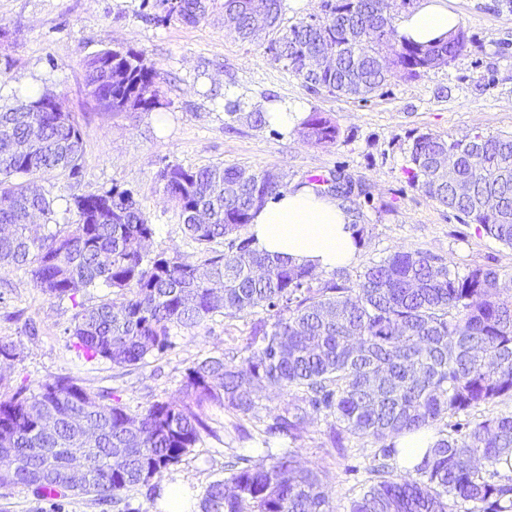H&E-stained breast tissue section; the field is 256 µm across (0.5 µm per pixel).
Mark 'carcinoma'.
<instances>
[{
  "mask_svg": "<svg viewBox=\"0 0 512 512\" xmlns=\"http://www.w3.org/2000/svg\"><path fill=\"white\" fill-rule=\"evenodd\" d=\"M211 0H159V22L195 24ZM325 14L281 28L283 0H224V22L244 40L261 41L255 12L268 20L266 52L314 91L365 100L394 74L408 78L448 65L465 50L461 28L421 44L398 33L383 0H324ZM325 46L333 66L311 70L304 60ZM112 57V72L101 63ZM87 94L103 112L160 107L158 72L132 50H104L86 64ZM227 115L256 127L264 113ZM299 134L331 144L339 128L314 112ZM84 131L73 112H30L28 102L0 108V267L22 270L54 298L99 283L110 301L75 314L73 346L88 361L133 367L172 346V332L217 314L264 317L254 323L241 361L209 355L185 373L181 398L133 412L111 394L94 395L57 378L0 399V485H22L38 497L93 495L107 501L150 485L215 432L205 408L234 416L255 413L257 393L291 397L259 433L251 454L209 484L200 512H333L322 474L297 451L271 453L274 438L296 442L313 419L372 440L370 484L349 512H512V411L458 420L482 406L512 399V292L501 273L475 267L461 275L423 251H398L368 267L356 282L344 268L327 277L252 247L243 230L283 177L268 169L166 164L163 194L179 211L200 257L153 253L154 224L128 189L113 185L76 196L75 223L48 224L52 201L34 187L49 171L80 173ZM457 154L456 175L472 180L455 194L434 161ZM409 183L512 247V134L480 131L456 140L414 137ZM343 199L351 189L335 175L308 180ZM498 199L494 209L484 206ZM224 243L225 250L214 245ZM446 422L422 459L396 473L395 439ZM83 448L84 465L71 464Z\"/></svg>",
  "mask_w": 512,
  "mask_h": 512,
  "instance_id": "obj_1",
  "label": "carcinoma"
}]
</instances>
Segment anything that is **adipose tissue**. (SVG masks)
<instances>
[{"instance_id": "ef3b65f1", "label": "adipose tissue", "mask_w": 512, "mask_h": 512, "mask_svg": "<svg viewBox=\"0 0 512 512\" xmlns=\"http://www.w3.org/2000/svg\"><path fill=\"white\" fill-rule=\"evenodd\" d=\"M457 23L447 0H420L402 16L398 31L426 44L447 36ZM353 222L341 198L305 184L269 200L252 218L248 233L256 250L321 272L354 260L359 245Z\"/></svg>"}]
</instances>
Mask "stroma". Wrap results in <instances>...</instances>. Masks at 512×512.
<instances>
[{"mask_svg": "<svg viewBox=\"0 0 512 512\" xmlns=\"http://www.w3.org/2000/svg\"><path fill=\"white\" fill-rule=\"evenodd\" d=\"M215 2L199 23L161 24L153 19L157 9L151 0H0V107L51 92L86 130L80 175L52 171L37 179L53 202V223L75 221L68 210L72 195L117 185L133 192L154 224L153 250L193 261L198 247L157 181L164 164L271 169L291 187L338 171L358 185L346 202L365 227L364 242L348 267L351 278L394 252L419 250L461 272L496 268L512 282V248L413 187L404 172L418 134L460 140L477 130L512 133V10L500 8V0H448L469 38L466 51L418 78L391 77L360 102L309 89L264 45L241 40L225 27L224 0ZM105 49H131L154 65L161 108L118 115L95 108L86 94L85 64ZM229 100L244 112L297 101L304 114L318 112L334 120L341 134L335 143L313 145L294 129L232 120L224 109ZM111 298V289L103 286L79 289L71 299L51 298L22 271L0 268V338L20 352L0 366V397L69 377L90 393L113 392L133 410L175 401L187 368L211 354L239 360L250 336L252 316L218 315L198 328L178 331L170 349L144 364L117 369L107 361H87L72 346L74 317L80 306ZM285 402L283 396L260 391L254 417L242 422L243 438L234 429L235 416L210 409L214 436L150 486L131 492L127 504L102 505L86 495L42 498L20 485H0V512H160L157 489L175 480L201 499L208 485L223 477L227 462L248 453L252 435ZM329 435V422L315 420L294 447L302 463L324 473L336 512H348L368 484L366 455L372 443L348 435L337 449Z\"/></svg>", "mask_w": 512, "mask_h": 512, "instance_id": "obj_1", "label": "stroma"}]
</instances>
